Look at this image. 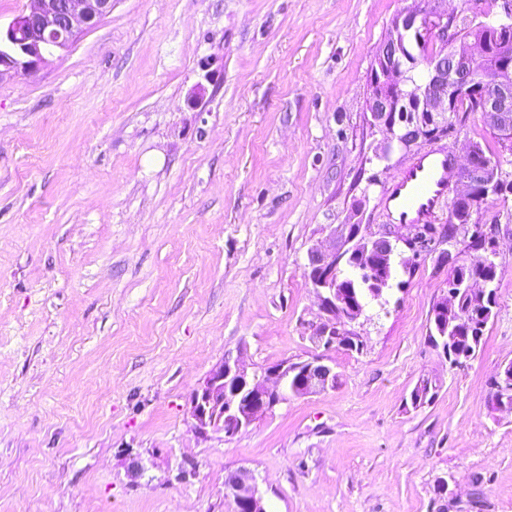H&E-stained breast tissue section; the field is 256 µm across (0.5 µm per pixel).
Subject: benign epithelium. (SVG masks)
Instances as JSON below:
<instances>
[{"instance_id": "benign-epithelium-1", "label": "benign epithelium", "mask_w": 512, "mask_h": 512, "mask_svg": "<svg viewBox=\"0 0 512 512\" xmlns=\"http://www.w3.org/2000/svg\"><path fill=\"white\" fill-rule=\"evenodd\" d=\"M113 0H29L26 11L0 28V76L31 74L48 57L68 50L80 33L97 19L112 12ZM447 0H415L414 6L395 16L386 40L375 56L371 70L366 112L371 126L385 131L376 157L390 160L394 148L404 150L426 143L434 129L444 126V114L461 97H481L486 121L509 134L512 132V39L504 37L500 61L494 71L485 72L474 59L448 51L453 41L449 33ZM429 41L439 53L426 60L408 55L407 47ZM455 64H448V59ZM467 173L464 190L455 201L467 206L475 197L497 194L501 183L499 168L487 160L477 163L467 151L461 165ZM363 225H328L323 244L308 253V277L321 301L326 320L312 330L314 341L325 348L336 341V314L352 323L363 315L336 288V270L350 257L364 272L372 263L389 259L401 237L387 227L375 233L360 232ZM299 375L300 396H310L336 388V371L322 355L302 362L282 361L262 376L248 374L238 361L226 359L216 365L193 390L190 413L199 433L224 430L228 437L251 426L263 413L288 400V381ZM493 393L508 406L512 401V366L505 363L497 375ZM226 495L237 512H266L256 479L247 469L230 475Z\"/></svg>"}]
</instances>
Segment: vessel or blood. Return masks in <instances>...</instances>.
<instances>
[{
    "mask_svg": "<svg viewBox=\"0 0 512 512\" xmlns=\"http://www.w3.org/2000/svg\"><path fill=\"white\" fill-rule=\"evenodd\" d=\"M458 167L447 148L438 146L413 156L382 194L388 223L433 224L457 181Z\"/></svg>",
    "mask_w": 512,
    "mask_h": 512,
    "instance_id": "obj_1",
    "label": "vessel or blood"
}]
</instances>
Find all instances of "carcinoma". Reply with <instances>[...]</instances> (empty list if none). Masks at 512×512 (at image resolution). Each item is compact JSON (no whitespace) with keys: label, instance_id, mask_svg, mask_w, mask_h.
I'll return each mask as SVG.
<instances>
[{"label":"carcinoma","instance_id":"cac0c4a2","mask_svg":"<svg viewBox=\"0 0 512 512\" xmlns=\"http://www.w3.org/2000/svg\"><path fill=\"white\" fill-rule=\"evenodd\" d=\"M453 35L460 42H480L484 47V56L479 61V66L484 70H490L497 61L501 34L490 31L482 22L454 23L452 28ZM479 206L474 203L469 207L457 209L450 207L448 213V230L443 237L448 239L451 247L456 248L459 244H465V248L478 252L486 245L482 237L463 236V225L471 224L473 209ZM406 242L413 249L420 253L429 251L435 245L436 228L432 224H412L406 227ZM458 274L465 277H490L496 276V268L485 266L480 262V258H475L470 263H456L450 267V275ZM392 271L388 264L382 263L376 267L372 273L366 275L355 269L351 263H343L339 268L336 281L346 282V286L351 288L359 304L367 306L373 300L382 297L384 291L391 287ZM474 299L471 295L460 292L455 299V305L442 312L438 308H433V326L434 334L428 336L429 341L440 340L444 336L449 338L448 344V362L453 365H462L473 358L483 345L484 332L487 323L493 316V303L486 301L483 303V318L475 322L468 321L463 315L470 312L473 307ZM437 395V385L428 379H421L413 388L410 394V403L413 408H419L431 403Z\"/></svg>","mask_w":512,"mask_h":512}]
</instances>
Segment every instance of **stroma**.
Segmentation results:
<instances>
[{
  "label": "stroma",
  "instance_id": "obj_1",
  "mask_svg": "<svg viewBox=\"0 0 512 512\" xmlns=\"http://www.w3.org/2000/svg\"><path fill=\"white\" fill-rule=\"evenodd\" d=\"M412 0H113L30 75L0 76V512H512V193L473 221L497 245L476 356L428 341L436 255L371 302L361 350H322L305 268L330 224L378 230L409 154L375 161L370 71ZM443 144L502 147L460 112ZM326 354L336 389L200 434L223 359L264 373ZM424 378L432 403L412 408ZM445 494H438L440 480ZM226 495L232 499L234 511L266 512L264 498L256 479L247 469H240L230 475L226 483Z\"/></svg>",
  "mask_w": 512,
  "mask_h": 512
}]
</instances>
